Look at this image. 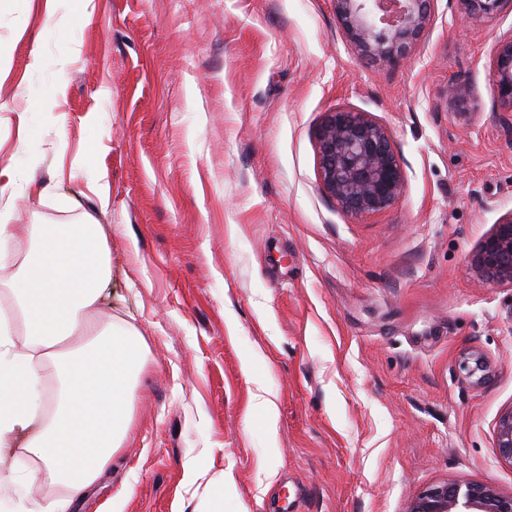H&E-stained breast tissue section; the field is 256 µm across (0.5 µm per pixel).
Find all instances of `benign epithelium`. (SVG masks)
<instances>
[{"mask_svg":"<svg viewBox=\"0 0 512 512\" xmlns=\"http://www.w3.org/2000/svg\"><path fill=\"white\" fill-rule=\"evenodd\" d=\"M343 37L361 56L396 65L431 20L433 0H333ZM462 19L481 22L506 9L512 0H457ZM499 108L512 112V36L496 46L492 69ZM319 176L324 191L352 215L393 206L405 189V171L391 135L365 112L326 113L316 130ZM479 279L512 286V210L501 216L469 255ZM496 448L512 464V409L498 420ZM406 512H512V496L490 484H461L453 478L432 485L411 499Z\"/></svg>","mask_w":512,"mask_h":512,"instance_id":"benign-epithelium-1","label":"benign epithelium"}]
</instances>
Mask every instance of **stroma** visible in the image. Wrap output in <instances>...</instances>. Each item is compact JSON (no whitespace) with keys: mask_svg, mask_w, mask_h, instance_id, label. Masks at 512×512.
<instances>
[{"mask_svg":"<svg viewBox=\"0 0 512 512\" xmlns=\"http://www.w3.org/2000/svg\"><path fill=\"white\" fill-rule=\"evenodd\" d=\"M510 36L512 13L472 25L433 0L383 66L333 0H0L13 239L93 215L100 316L146 341L130 432L68 512H405L449 477L512 495L495 437L512 287L468 260L512 210L491 78ZM337 109L391 135L406 188L387 210L321 189L315 133ZM0 473V512L66 496L21 445Z\"/></svg>","mask_w":512,"mask_h":512,"instance_id":"stroma-1","label":"stroma"}]
</instances>
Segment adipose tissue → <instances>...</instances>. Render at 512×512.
<instances>
[{
    "label": "adipose tissue",
    "mask_w": 512,
    "mask_h": 512,
    "mask_svg": "<svg viewBox=\"0 0 512 512\" xmlns=\"http://www.w3.org/2000/svg\"><path fill=\"white\" fill-rule=\"evenodd\" d=\"M32 245L9 284L23 321L17 342L0 316V445L26 435L33 462L80 498L111 464L128 436L134 377L144 364L140 334L92 319L111 280V254L99 224H37ZM83 345L58 349L67 336ZM60 363V399L41 396L45 361ZM57 403L52 419L41 408Z\"/></svg>",
    "instance_id": "ef3b65f1"
}]
</instances>
